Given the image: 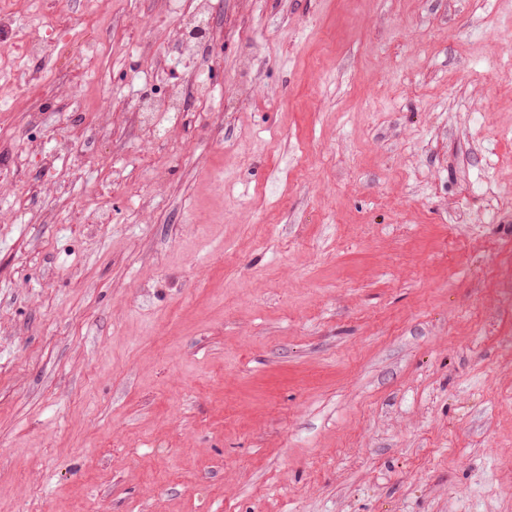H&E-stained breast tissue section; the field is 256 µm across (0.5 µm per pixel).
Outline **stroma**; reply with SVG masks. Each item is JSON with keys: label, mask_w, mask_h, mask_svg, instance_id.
Instances as JSON below:
<instances>
[{"label": "stroma", "mask_w": 512, "mask_h": 512, "mask_svg": "<svg viewBox=\"0 0 512 512\" xmlns=\"http://www.w3.org/2000/svg\"><path fill=\"white\" fill-rule=\"evenodd\" d=\"M213 7L162 62L114 0L54 123L0 114V512H512V0ZM61 135L95 165L33 180ZM199 26L195 25L186 32H178L176 40L178 42L181 55L186 58H194L197 54L198 48L201 45L200 38L204 37L209 30L205 29L199 34ZM189 98V91L181 84H173L154 96L138 100L133 110L139 126L149 129L162 123V118L171 120L175 112H181Z\"/></svg>", "instance_id": "stroma-1"}]
</instances>
